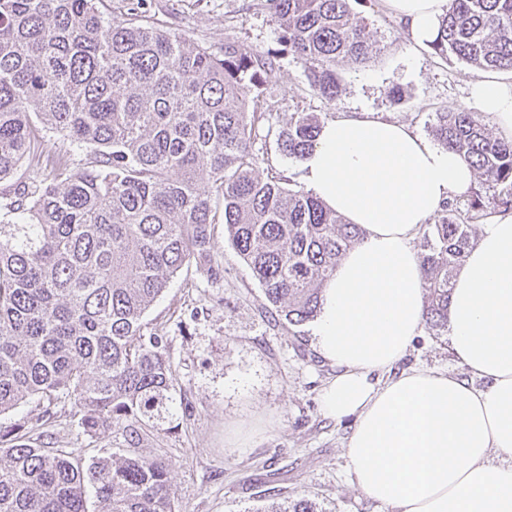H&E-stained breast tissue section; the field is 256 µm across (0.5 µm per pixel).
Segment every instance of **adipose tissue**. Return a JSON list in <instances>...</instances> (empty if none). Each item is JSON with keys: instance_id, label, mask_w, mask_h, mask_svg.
<instances>
[{"instance_id": "ef3b65f1", "label": "adipose tissue", "mask_w": 512, "mask_h": 512, "mask_svg": "<svg viewBox=\"0 0 512 512\" xmlns=\"http://www.w3.org/2000/svg\"><path fill=\"white\" fill-rule=\"evenodd\" d=\"M414 40L431 41L448 0H384ZM473 96L512 139V86L481 80ZM310 192L363 240L337 265L315 327L336 374L325 417L352 419L346 455L366 497L394 512H512V216L481 227L455 278L448 338L462 379L416 367L392 375L423 325L413 241L474 174L458 153L368 112L327 122L303 163ZM487 384L473 386V378Z\"/></svg>"}]
</instances>
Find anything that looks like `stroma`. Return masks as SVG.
<instances>
[{"instance_id":"35a3bbf8","label":"stroma","mask_w":512,"mask_h":512,"mask_svg":"<svg viewBox=\"0 0 512 512\" xmlns=\"http://www.w3.org/2000/svg\"><path fill=\"white\" fill-rule=\"evenodd\" d=\"M353 12L373 35L376 52L367 64L338 66L342 91L332 101L311 89L292 53L280 50L266 0H145L144 18L219 55L228 37L255 55L279 49L276 76L263 88L264 130L253 151L259 176L273 173L302 190L301 160L284 156L277 144L293 113L326 122L370 112L428 141L436 113L478 109L472 87L484 71L413 41L383 0H361ZM215 242L212 261L223 276L183 266L145 314L163 338L179 406L171 427L149 433L141 447L174 462L170 484L181 512H259L299 497L323 512H393L354 483L346 457L350 420L322 414L320 393L336 369L314 346V321H273L251 269L224 233H216ZM412 367L467 375L447 336L429 331L397 365L401 371ZM52 412L44 418L42 407L30 403L0 416V424L24 422L41 442L84 461L124 445L118 431L87 435L70 399H59Z\"/></svg>"}]
</instances>
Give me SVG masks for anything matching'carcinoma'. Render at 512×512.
Segmentation results:
<instances>
[{"label": "carcinoma", "mask_w": 512, "mask_h": 512, "mask_svg": "<svg viewBox=\"0 0 512 512\" xmlns=\"http://www.w3.org/2000/svg\"><path fill=\"white\" fill-rule=\"evenodd\" d=\"M140 2L107 18L95 0H0V180L26 157L40 170L0 192V416L65 394L88 435L125 438L86 467L34 446L21 423L0 429V512H179L172 462L139 448L172 422L176 404L147 310L186 264L220 275L211 257L221 224L272 319L301 325L361 242V229L317 197L256 173L261 88L277 57L230 38L216 55L143 22ZM267 2L310 86L336 99V66L372 53L353 0ZM429 47L512 71V0H448ZM321 128L296 112L278 147L303 159ZM45 132L67 141L65 153L45 155ZM431 134L467 160L493 203L477 191L464 211L449 201L424 232V326L439 335L476 223L512 214V140L492 136L483 113L462 110L435 113ZM76 156L88 166L75 167ZM264 512L317 508L298 498Z\"/></svg>", "instance_id": "carcinoma-1"}]
</instances>
